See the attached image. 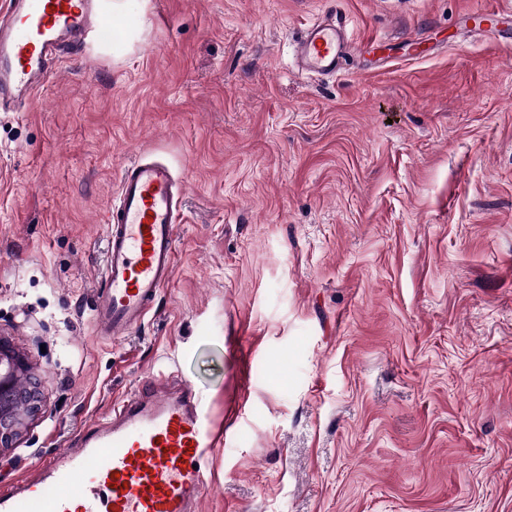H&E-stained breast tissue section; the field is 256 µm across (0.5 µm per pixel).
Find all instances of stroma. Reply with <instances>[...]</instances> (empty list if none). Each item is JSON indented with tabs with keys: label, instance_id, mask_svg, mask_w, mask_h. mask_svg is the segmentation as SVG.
I'll use <instances>...</instances> for the list:
<instances>
[{
	"label": "stroma",
	"instance_id": "stroma-1",
	"mask_svg": "<svg viewBox=\"0 0 512 512\" xmlns=\"http://www.w3.org/2000/svg\"><path fill=\"white\" fill-rule=\"evenodd\" d=\"M473 8L512 0H125L93 62L0 112V333L44 396L0 487L172 373L224 430L201 512H512V47ZM331 10L359 48L301 75ZM372 36L435 49L374 63ZM144 149L185 222L115 341L92 291Z\"/></svg>",
	"mask_w": 512,
	"mask_h": 512
}]
</instances>
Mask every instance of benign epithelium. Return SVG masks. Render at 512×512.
<instances>
[{"label":"benign epithelium","mask_w":512,"mask_h":512,"mask_svg":"<svg viewBox=\"0 0 512 512\" xmlns=\"http://www.w3.org/2000/svg\"><path fill=\"white\" fill-rule=\"evenodd\" d=\"M43 391L28 353L0 336V451L15 448L42 413Z\"/></svg>","instance_id":"obj_1"}]
</instances>
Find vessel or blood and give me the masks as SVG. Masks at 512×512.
Wrapping results in <instances>:
<instances>
[{
    "label": "vessel or blood",
    "mask_w": 512,
    "mask_h": 512,
    "mask_svg": "<svg viewBox=\"0 0 512 512\" xmlns=\"http://www.w3.org/2000/svg\"><path fill=\"white\" fill-rule=\"evenodd\" d=\"M462 21L471 32L512 36L510 9L475 10ZM105 33L98 0H0V112L26 110L61 52ZM350 46L346 20L317 17L297 46L298 70L336 76ZM185 190L150 152L124 167L92 307L101 334L120 339L141 327L171 282ZM223 442L189 382L152 376L25 482L1 488L0 512H200L206 454Z\"/></svg>",
    "instance_id": "1"
}]
</instances>
